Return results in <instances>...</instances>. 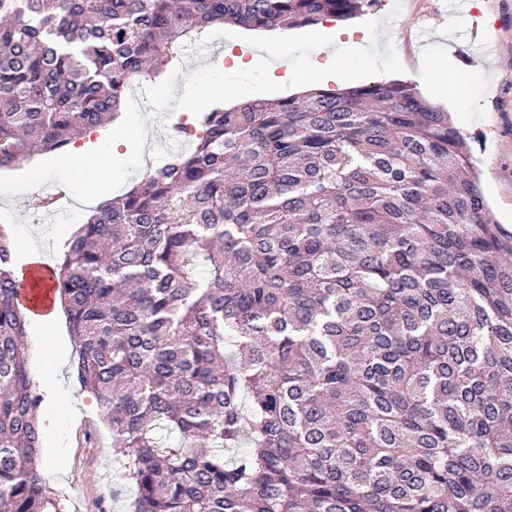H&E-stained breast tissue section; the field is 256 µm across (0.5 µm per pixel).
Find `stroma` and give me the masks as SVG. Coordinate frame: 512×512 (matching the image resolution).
<instances>
[{"label": "stroma", "mask_w": 512, "mask_h": 512, "mask_svg": "<svg viewBox=\"0 0 512 512\" xmlns=\"http://www.w3.org/2000/svg\"><path fill=\"white\" fill-rule=\"evenodd\" d=\"M372 19L404 68L400 80L439 108L446 100L430 89L444 69L472 78V105L452 112L454 124L471 139L481 186L497 221L512 231V0H484L475 8L461 0H380ZM42 186L63 189L75 201L67 212L42 209L41 194L21 178L0 174V220L15 243L29 244L48 263H56L63 241L86 211L80 204V179L62 182L53 155H41ZM76 345L57 353L60 390L74 398L73 409L42 447L54 449L44 484L61 512H129L133 490L121 477L112 435L100 420L94 399L73 380Z\"/></svg>", "instance_id": "1"}]
</instances>
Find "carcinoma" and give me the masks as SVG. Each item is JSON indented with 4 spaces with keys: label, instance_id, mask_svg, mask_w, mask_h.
Listing matches in <instances>:
<instances>
[{
    "label": "carcinoma",
    "instance_id": "1",
    "mask_svg": "<svg viewBox=\"0 0 512 512\" xmlns=\"http://www.w3.org/2000/svg\"><path fill=\"white\" fill-rule=\"evenodd\" d=\"M380 0H0V167L63 153L214 25ZM67 239L74 375L130 512H512V232L469 138L399 80L218 103ZM0 228V512L41 475Z\"/></svg>",
    "mask_w": 512,
    "mask_h": 512
}]
</instances>
